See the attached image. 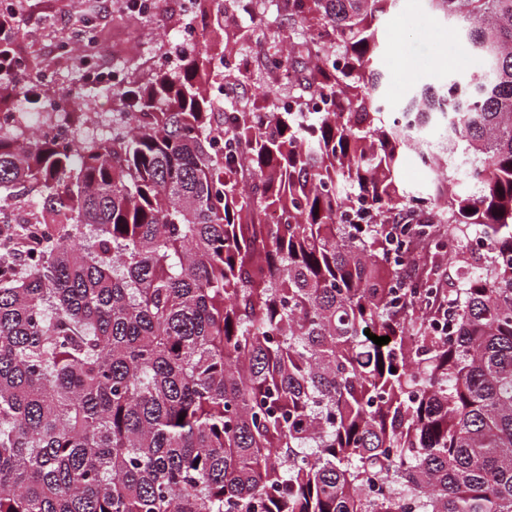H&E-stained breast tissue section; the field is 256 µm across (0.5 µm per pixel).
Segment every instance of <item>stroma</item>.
Here are the masks:
<instances>
[{
	"label": "stroma",
	"mask_w": 512,
	"mask_h": 512,
	"mask_svg": "<svg viewBox=\"0 0 512 512\" xmlns=\"http://www.w3.org/2000/svg\"><path fill=\"white\" fill-rule=\"evenodd\" d=\"M17 9L13 42L26 59L27 81L40 84L45 97H63L72 112L88 113L87 122L74 124L75 137L92 136L112 120L116 107L105 86L88 81L91 70H105L128 78L157 64L176 67L183 49L182 32L190 18L180 10V0H155L153 9L139 8V0H114L111 14L99 9V0H9ZM92 25L95 41L73 48L74 36ZM224 29L227 40L210 43L216 60L236 52L243 60L255 54H284L285 43L271 38L273 30L287 34L292 25L277 9L275 0H262L253 15L230 16ZM384 49L379 66L385 74L383 91L394 104L409 100L422 86L437 87L450 73L476 69L480 61L461 41L448 37V25L432 19L425 0H400L381 23ZM219 87H233L240 104L259 105V94L274 85V74L252 68L245 83H235L217 69Z\"/></svg>",
	"instance_id": "35a3bbf8"
}]
</instances>
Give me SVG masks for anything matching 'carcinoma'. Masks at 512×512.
I'll return each instance as SVG.
<instances>
[{"instance_id": "carcinoma-1", "label": "carcinoma", "mask_w": 512, "mask_h": 512, "mask_svg": "<svg viewBox=\"0 0 512 512\" xmlns=\"http://www.w3.org/2000/svg\"><path fill=\"white\" fill-rule=\"evenodd\" d=\"M397 2L277 0L293 112L215 111L203 47L112 88L128 129L0 128V512H512V0H427L491 67L401 105ZM400 177L402 183L413 190L423 189L432 181L430 172L421 167L410 153L406 154L404 157Z\"/></svg>"}]
</instances>
